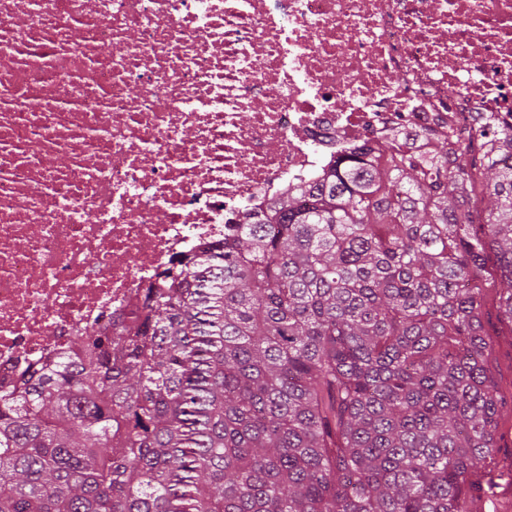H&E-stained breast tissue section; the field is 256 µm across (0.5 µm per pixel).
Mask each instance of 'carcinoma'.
Returning <instances> with one entry per match:
<instances>
[{"mask_svg": "<svg viewBox=\"0 0 512 512\" xmlns=\"http://www.w3.org/2000/svg\"><path fill=\"white\" fill-rule=\"evenodd\" d=\"M488 288L512 128L395 129L0 394V512H470Z\"/></svg>", "mask_w": 512, "mask_h": 512, "instance_id": "1", "label": "carcinoma"}]
</instances>
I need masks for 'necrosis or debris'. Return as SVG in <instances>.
I'll list each match as a JSON object with an SVG mask.
<instances>
[{"label":"necrosis or debris","mask_w":512,"mask_h":512,"mask_svg":"<svg viewBox=\"0 0 512 512\" xmlns=\"http://www.w3.org/2000/svg\"><path fill=\"white\" fill-rule=\"evenodd\" d=\"M484 112L512 127V0H0V392L338 145Z\"/></svg>","instance_id":"4bbe7bcc"}]
</instances>
